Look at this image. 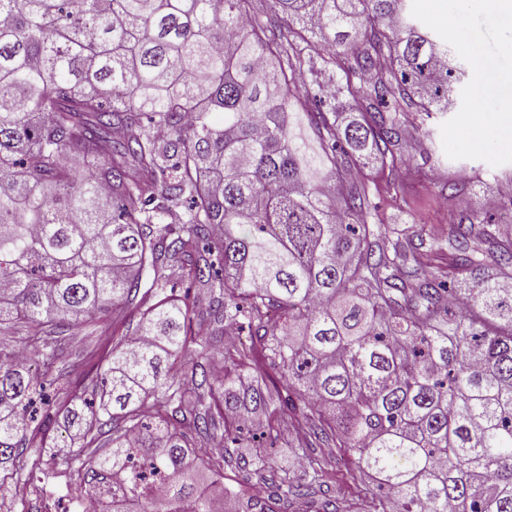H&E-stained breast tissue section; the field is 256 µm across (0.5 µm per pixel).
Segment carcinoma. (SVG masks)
I'll return each instance as SVG.
<instances>
[{"instance_id":"obj_1","label":"carcinoma","mask_w":512,"mask_h":512,"mask_svg":"<svg viewBox=\"0 0 512 512\" xmlns=\"http://www.w3.org/2000/svg\"><path fill=\"white\" fill-rule=\"evenodd\" d=\"M0 0V468L48 474L58 452L28 414L58 348L48 328L103 313L112 344L71 409L70 508L276 512L224 486L236 422L273 418L263 363L304 403L302 439L382 494L365 512H512V235L465 206L424 262L381 243L357 164L403 163L407 114L448 107L466 78L404 0ZM178 223L161 224L183 197ZM190 278L208 298L176 295ZM140 313L124 341L126 314ZM246 320L208 395L161 376L213 346L204 323ZM20 448H43L33 458ZM301 505L332 461L302 452ZM218 473L195 485L200 469Z\"/></svg>"}]
</instances>
